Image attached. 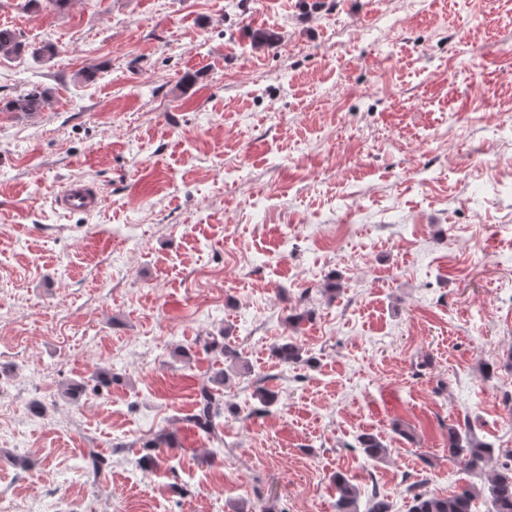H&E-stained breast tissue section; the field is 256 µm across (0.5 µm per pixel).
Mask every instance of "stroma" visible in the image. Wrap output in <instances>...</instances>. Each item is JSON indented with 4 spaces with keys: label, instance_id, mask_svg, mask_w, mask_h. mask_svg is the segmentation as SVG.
Returning a JSON list of instances; mask_svg holds the SVG:
<instances>
[{
    "label": "stroma",
    "instance_id": "35a3bbf8",
    "mask_svg": "<svg viewBox=\"0 0 512 512\" xmlns=\"http://www.w3.org/2000/svg\"><path fill=\"white\" fill-rule=\"evenodd\" d=\"M0 27L55 48L0 58V503L335 512L339 472L359 512H408L412 484L488 512L512 453V0H0ZM34 86L42 110H5ZM69 180L95 212L53 207ZM223 332L250 373L205 350ZM218 369L206 434L187 417ZM452 424L491 456L452 461Z\"/></svg>",
    "mask_w": 512,
    "mask_h": 512
}]
</instances>
